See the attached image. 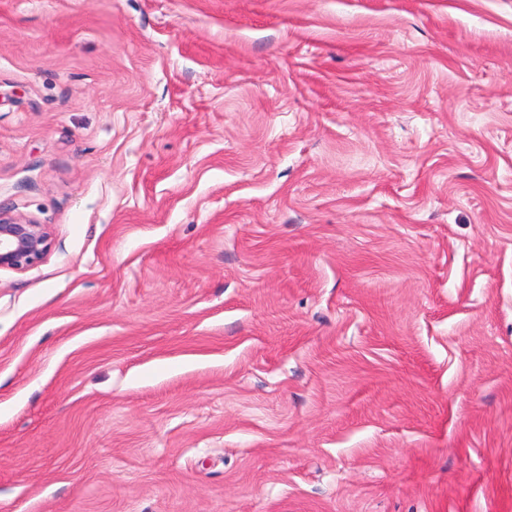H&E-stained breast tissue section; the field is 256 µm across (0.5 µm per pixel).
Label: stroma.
<instances>
[{
	"mask_svg": "<svg viewBox=\"0 0 512 512\" xmlns=\"http://www.w3.org/2000/svg\"><path fill=\"white\" fill-rule=\"evenodd\" d=\"M0 512H512V0H0ZM50 229L0 207V269L26 271L48 254Z\"/></svg>",
	"mask_w": 512,
	"mask_h": 512,
	"instance_id": "obj_1",
	"label": "stroma"
}]
</instances>
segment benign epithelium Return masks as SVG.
<instances>
[{
  "label": "benign epithelium",
  "instance_id": "benign-epithelium-1",
  "mask_svg": "<svg viewBox=\"0 0 512 512\" xmlns=\"http://www.w3.org/2000/svg\"><path fill=\"white\" fill-rule=\"evenodd\" d=\"M50 229L34 219L0 208V269L26 271L48 254Z\"/></svg>",
  "mask_w": 512,
  "mask_h": 512
}]
</instances>
